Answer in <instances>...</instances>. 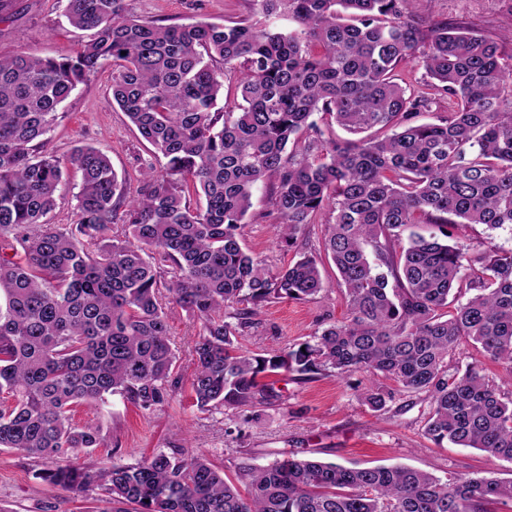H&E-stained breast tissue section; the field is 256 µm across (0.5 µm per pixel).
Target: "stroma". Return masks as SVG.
<instances>
[{
	"mask_svg": "<svg viewBox=\"0 0 512 512\" xmlns=\"http://www.w3.org/2000/svg\"><path fill=\"white\" fill-rule=\"evenodd\" d=\"M125 8L129 16L159 25L229 24L256 13L253 0H125ZM407 8L431 20L466 21L498 42L504 55H512V0H407ZM63 9V0H0V55L76 54L89 34L70 26ZM111 74L107 66L78 85L60 106L46 148L60 157L81 145L101 149L133 196L140 186V170L154 157L113 104ZM331 220L329 213L320 214L299 233L295 246H285L275 229L280 216L268 181L254 191L241 244L274 273L295 261L298 253L319 255L323 226ZM321 271L327 288L315 299L280 300L259 310L254 326L241 339L244 350L277 353L345 318L347 306L334 266L323 263ZM169 326L180 384L168 404L144 411L114 395L106 403L74 410L77 425L99 427L106 438L105 447L94 451L101 466L131 464L158 451L183 449L204 455L232 479L241 464L265 466L289 452L345 466L403 464L440 478L489 472L512 477V462L474 448H440L428 440L423 434L428 405L421 397L406 394L385 411H370L359 399L367 384L361 373L307 381L278 375L273 379L276 396L268 403L198 410L190 398L189 380L194 369L192 341L200 323L178 309ZM44 466V461L0 448V512H110L111 503L95 493L74 494L44 483L37 476Z\"/></svg>",
	"mask_w": 512,
	"mask_h": 512,
	"instance_id": "stroma-1",
	"label": "stroma"
}]
</instances>
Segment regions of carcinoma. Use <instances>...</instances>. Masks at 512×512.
Listing matches in <instances>:
<instances>
[{"instance_id": "carcinoma-1", "label": "carcinoma", "mask_w": 512, "mask_h": 512, "mask_svg": "<svg viewBox=\"0 0 512 512\" xmlns=\"http://www.w3.org/2000/svg\"><path fill=\"white\" fill-rule=\"evenodd\" d=\"M65 2L68 23L91 32L75 56H0V250L21 247L0 255V447L83 456L39 478L97 489L114 512H494L512 501V478L491 473L443 481L295 455L240 466L243 494L182 450L105 468L92 455L100 429L72 420L73 406L116 394L145 411L170 401L175 306L202 321L190 379L201 410L267 401L270 376L361 372L371 411L421 395L434 444L512 461V392L450 362L464 339L512 379V251L448 234L450 224L512 231V56L464 22L411 14L406 0H253L266 17L292 19L288 31L247 18L158 25L127 17L124 0ZM413 62L448 97L436 123L416 122L432 99L398 82ZM106 65L112 102L161 162L132 198L98 148L66 159L45 149L58 107ZM228 71L241 103L226 110ZM328 118L353 138L324 139ZM70 167L82 182L62 230L50 214ZM271 176L286 246L332 212L322 250L348 313L265 356L238 340L258 310L325 289L314 256L272 274L241 246L253 188Z\"/></svg>"}]
</instances>
